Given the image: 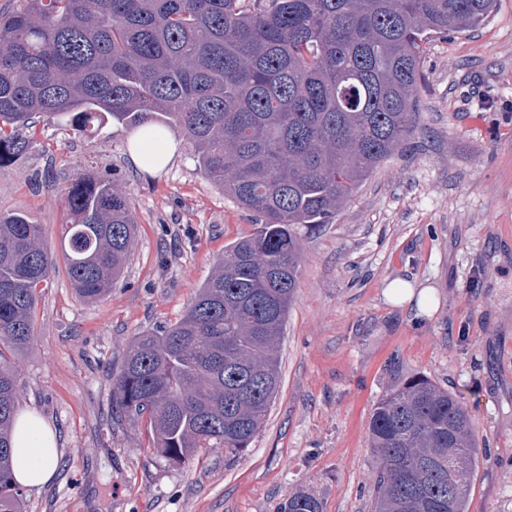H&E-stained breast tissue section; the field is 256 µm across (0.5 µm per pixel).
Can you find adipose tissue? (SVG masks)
Returning <instances> with one entry per match:
<instances>
[{
	"mask_svg": "<svg viewBox=\"0 0 512 512\" xmlns=\"http://www.w3.org/2000/svg\"><path fill=\"white\" fill-rule=\"evenodd\" d=\"M384 296L389 304L413 305L421 316L432 315L438 307L434 288L416 285L409 280L390 281ZM60 461L58 434L55 428L34 411L18 414L13 430V477L17 484L37 488L55 477Z\"/></svg>",
	"mask_w": 512,
	"mask_h": 512,
	"instance_id": "adipose-tissue-1",
	"label": "adipose tissue"
}]
</instances>
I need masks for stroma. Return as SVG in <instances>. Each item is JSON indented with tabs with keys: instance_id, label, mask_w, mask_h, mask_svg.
<instances>
[{
	"instance_id": "1",
	"label": "stroma",
	"mask_w": 512,
	"mask_h": 512,
	"mask_svg": "<svg viewBox=\"0 0 512 512\" xmlns=\"http://www.w3.org/2000/svg\"><path fill=\"white\" fill-rule=\"evenodd\" d=\"M419 129L331 223L298 225L301 267L280 346L281 383L249 448H203L175 464L145 422L112 411L138 333L179 320L259 217L210 181L188 141L159 174L134 167L126 127L92 134L41 122L0 166V214L44 226L56 271L39 289L36 336L19 357V410L59 434L57 476L24 491V512H277L304 490L323 512H370L376 402L391 361L469 409L483 462L469 512H512V0L479 29L432 36L421 59ZM107 178L137 219L122 281L90 302L61 248L64 188ZM402 278L432 286L429 317L389 305Z\"/></svg>"
}]
</instances>
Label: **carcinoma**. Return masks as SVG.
Masks as SVG:
<instances>
[{
    "mask_svg": "<svg viewBox=\"0 0 512 512\" xmlns=\"http://www.w3.org/2000/svg\"><path fill=\"white\" fill-rule=\"evenodd\" d=\"M496 0H21L0 15V164L36 123L179 127L203 174L264 218L224 252L176 323L135 337L113 404L146 420L181 463L231 459L280 386L278 352L297 288L299 224H325L417 128L422 43L484 25ZM64 252L78 296L123 277L136 218L105 178L64 190ZM54 269L43 225L0 215V512H23L10 468L16 359L33 342L38 288ZM369 424L372 512H469L479 464L455 395L390 364ZM278 512H322L312 494Z\"/></svg>",
    "mask_w": 512,
    "mask_h": 512,
    "instance_id": "carcinoma-1",
    "label": "carcinoma"
}]
</instances>
